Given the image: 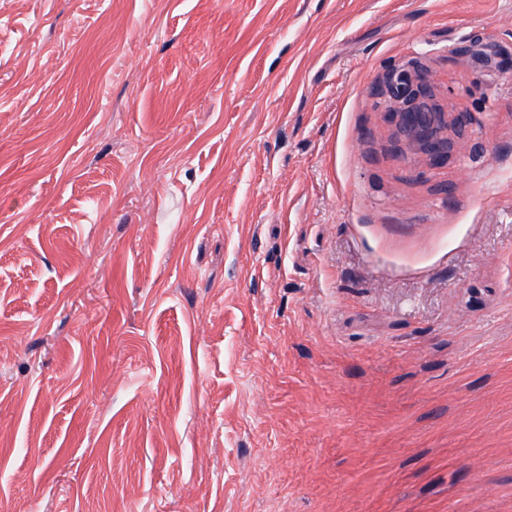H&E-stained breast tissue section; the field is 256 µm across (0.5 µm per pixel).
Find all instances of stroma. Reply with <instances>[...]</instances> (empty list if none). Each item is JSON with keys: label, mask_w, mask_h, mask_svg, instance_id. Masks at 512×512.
Returning a JSON list of instances; mask_svg holds the SVG:
<instances>
[{"label": "stroma", "mask_w": 512, "mask_h": 512, "mask_svg": "<svg viewBox=\"0 0 512 512\" xmlns=\"http://www.w3.org/2000/svg\"><path fill=\"white\" fill-rule=\"evenodd\" d=\"M0 512H512V0H0ZM385 93L390 99L410 105L421 94V88L414 83L409 71L396 69L388 76ZM405 122L409 130H416L427 139L430 151L436 161L444 162L448 159L447 143L433 138L432 113L411 108L406 111Z\"/></svg>", "instance_id": "obj_1"}]
</instances>
